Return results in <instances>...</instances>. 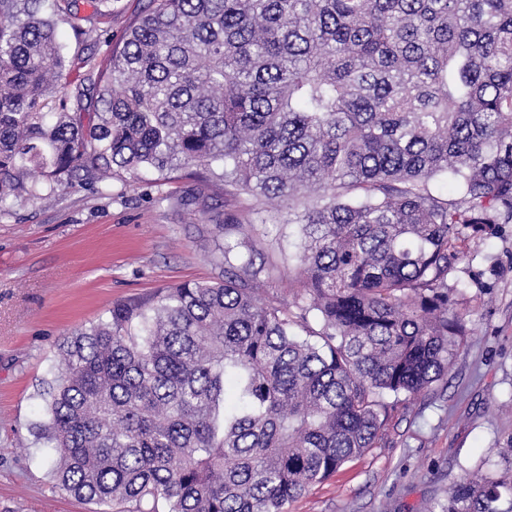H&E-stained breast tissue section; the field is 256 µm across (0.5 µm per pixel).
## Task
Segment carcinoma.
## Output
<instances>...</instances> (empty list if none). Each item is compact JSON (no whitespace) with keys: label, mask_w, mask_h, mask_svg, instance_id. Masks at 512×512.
<instances>
[{"label":"carcinoma","mask_w":512,"mask_h":512,"mask_svg":"<svg viewBox=\"0 0 512 512\" xmlns=\"http://www.w3.org/2000/svg\"><path fill=\"white\" fill-rule=\"evenodd\" d=\"M73 2L0 0V204L193 167L254 200L235 223L297 225L304 276L282 300L226 241L224 282L64 338L50 474L98 512H285L467 341L459 242L512 224V0H149L94 62L57 41ZM429 512H512V434Z\"/></svg>","instance_id":"obj_1"}]
</instances>
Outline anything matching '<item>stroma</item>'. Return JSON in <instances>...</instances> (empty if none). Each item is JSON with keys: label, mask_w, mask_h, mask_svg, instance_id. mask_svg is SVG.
Listing matches in <instances>:
<instances>
[{"label": "stroma", "mask_w": 512, "mask_h": 512, "mask_svg": "<svg viewBox=\"0 0 512 512\" xmlns=\"http://www.w3.org/2000/svg\"><path fill=\"white\" fill-rule=\"evenodd\" d=\"M148 0H112V13L75 38L92 12L78 0L58 17L67 57L97 58L121 45ZM233 198L182 169L170 180L116 173L60 186L46 200L0 208V512H95L54 488L51 450L33 433L44 419L42 383L70 332L116 302H152L183 282L224 278L219 250ZM256 262H276L263 286L288 295L303 274L292 224L244 225ZM448 279L467 314V344L443 381L390 411L374 448L289 502L287 512H426L430 500L512 434V224L470 237Z\"/></svg>", "instance_id": "35a3bbf8"}]
</instances>
